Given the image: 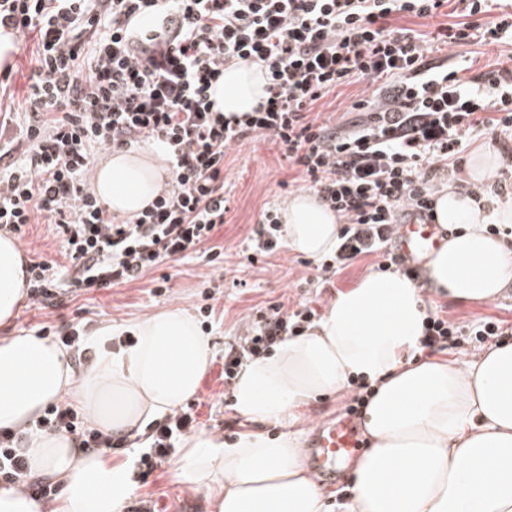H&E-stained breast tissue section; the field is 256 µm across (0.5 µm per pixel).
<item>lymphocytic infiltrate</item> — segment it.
<instances>
[{
  "label": "lymphocytic infiltrate",
  "instance_id": "f902f5d3",
  "mask_svg": "<svg viewBox=\"0 0 512 512\" xmlns=\"http://www.w3.org/2000/svg\"><path fill=\"white\" fill-rule=\"evenodd\" d=\"M451 4L460 21L433 39L397 24ZM0 33L36 45L24 120L15 129L0 121V232L23 236L42 217L62 237L67 265L25 268L29 300L45 308L83 289L135 282L166 261L223 263L213 238L224 224V156L257 135L273 137L304 188L338 216L336 267L377 253L379 270L396 265L411 278L414 267L388 245L400 225L432 219V196L469 139L502 140L512 162V56L467 81L430 56L434 40L512 43V0H0ZM238 59L263 68L267 97L227 118L214 111L210 89ZM359 81L370 89L352 106L359 120L318 123L315 104ZM150 140L172 177L144 210L120 219L85 192L84 175L96 149ZM280 228L276 210H265L249 264L280 248ZM315 315L306 304L255 310L246 334L224 349L225 380L244 359L302 335ZM196 424L191 409L153 422L138 481ZM34 428L65 432L84 451L126 446L62 403L48 405ZM30 431L0 430V483L48 504L58 488L31 475Z\"/></svg>",
  "mask_w": 512,
  "mask_h": 512
}]
</instances>
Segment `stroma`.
Here are the masks:
<instances>
[{
	"instance_id": "stroma-1",
	"label": "stroma",
	"mask_w": 512,
	"mask_h": 512,
	"mask_svg": "<svg viewBox=\"0 0 512 512\" xmlns=\"http://www.w3.org/2000/svg\"><path fill=\"white\" fill-rule=\"evenodd\" d=\"M512 51L507 44L488 45L479 40L446 47L435 46L434 56L448 57L456 64L462 78L488 71L500 54ZM367 85L354 82L344 85L319 100L314 110L321 122L336 125L354 120L352 104L366 96ZM227 212L224 224L214 237V244L224 248V264L215 271L193 258L168 262L138 281L111 288H94L78 292L59 307L35 309L22 303L13 323L0 327V337L26 334L37 330L39 323L60 327L83 323L86 330L109 323L122 328L146 316L181 304L196 319L212 347V364L194 396L200 428L213 430L232 440L249 425L233 410L231 390L221 375L224 347L243 334L244 319L256 309L274 303L291 310L298 304L312 302L324 310L338 291L351 287L369 270H376L375 257L356 259L349 267L332 275L330 284H322L317 261L281 248L265 262L249 264L242 256L251 230L261 212L269 207L282 208L288 197L299 193L298 173L289 163L284 149L272 137L259 135L229 149L224 158ZM19 245L25 259L41 258L64 263L63 242L54 226L34 224L28 227ZM169 275L172 290L154 295V281ZM212 304L215 314L207 317L200 308ZM434 310L456 323H476L487 318L512 325V290L492 302L457 303L439 299ZM353 396L352 390L315 398L305 410L299 439L303 449H310L313 437L322 424L343 417ZM138 495L153 497L160 512H209L203 493L176 484L168 467H161L146 485L138 486Z\"/></svg>"
}]
</instances>
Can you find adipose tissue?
I'll return each mask as SVG.
<instances>
[{
	"mask_svg": "<svg viewBox=\"0 0 512 512\" xmlns=\"http://www.w3.org/2000/svg\"><path fill=\"white\" fill-rule=\"evenodd\" d=\"M266 85L256 63L228 64L215 108L251 111ZM501 168V151L489 143L464 165L477 186L494 182ZM164 176L158 158L118 151L97 169L93 189L109 212L129 219L154 200ZM433 208L444 238L418 279L365 272L304 334L243 362L231 400L250 430L230 442L206 430L185 438L172 476L203 492L212 512H325L295 425L313 399L353 380L370 390L362 422L368 446L350 472L343 512H512V343L462 362L421 352L435 300L491 302L512 288V196L489 206L450 185ZM281 225L293 252L316 260L336 250L338 218L313 195L289 199ZM23 264L16 240L0 236V327L26 297ZM126 332L134 341L121 345L112 325L96 329V356L80 376L69 352L48 339L0 338V429L30 426L47 405L65 401L96 428L134 438L197 392L212 350L186 308L150 315ZM260 423L276 434L257 431ZM27 452L32 473L61 492L47 511L25 493L0 490V512H124L136 491L132 462L82 452L69 434L33 433Z\"/></svg>",
	"mask_w": 512,
	"mask_h": 512,
	"instance_id": "ef3b65f1",
	"label": "adipose tissue"
}]
</instances>
